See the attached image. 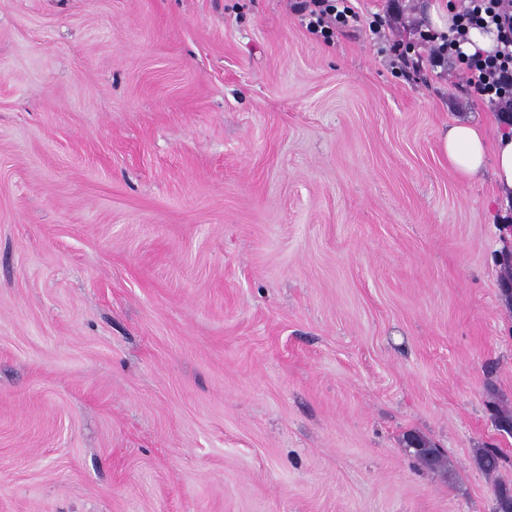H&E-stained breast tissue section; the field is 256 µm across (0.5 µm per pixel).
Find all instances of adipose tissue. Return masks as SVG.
Instances as JSON below:
<instances>
[{
	"label": "adipose tissue",
	"mask_w": 512,
	"mask_h": 512,
	"mask_svg": "<svg viewBox=\"0 0 512 512\" xmlns=\"http://www.w3.org/2000/svg\"><path fill=\"white\" fill-rule=\"evenodd\" d=\"M441 149L451 164L470 177L482 172L486 155H493L495 179L503 194L512 193V134L501 133L491 147L477 125L458 120L444 134Z\"/></svg>",
	"instance_id": "obj_1"
}]
</instances>
